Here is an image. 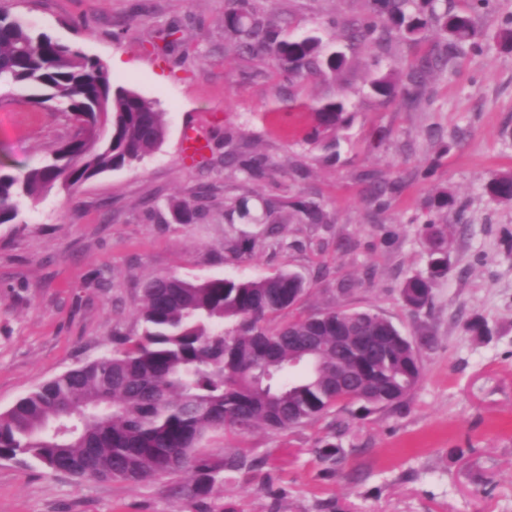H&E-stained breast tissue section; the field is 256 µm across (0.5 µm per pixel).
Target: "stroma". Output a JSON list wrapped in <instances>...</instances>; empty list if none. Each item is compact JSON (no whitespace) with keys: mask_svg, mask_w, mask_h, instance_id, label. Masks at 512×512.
I'll use <instances>...</instances> for the list:
<instances>
[{"mask_svg":"<svg viewBox=\"0 0 512 512\" xmlns=\"http://www.w3.org/2000/svg\"><path fill=\"white\" fill-rule=\"evenodd\" d=\"M292 38L316 33L328 48L345 42L333 19L368 11L371 0H256ZM230 0H0V8L39 32L110 65L116 84L165 112L162 147L133 168L98 174L73 192L52 189L25 205L21 221L0 224V410L43 382L111 353L138 331L145 281L173 274L261 279L282 271L309 282L297 313L367 310L404 336L428 335L423 377L401 410L351 416L337 406L312 425L285 432L213 434L208 451L245 453L258 466L228 474L194 501L178 493L186 475L132 483L77 480L34 461L0 460V512H512V203L492 198V175L512 171V47L494 41L512 0H496L475 25L490 41L431 79L418 107L381 103L373 78L402 73L438 40L396 42L375 57L360 46L339 72L284 84L269 56L233 52L224 35ZM179 27L187 61L169 52L165 29ZM347 100L350 122L335 159L308 143L310 102ZM232 130L234 149L266 154L274 184H255L225 166L216 147L190 163L184 129ZM72 132L29 89L0 86V170L39 165ZM398 185L384 208L372 179ZM208 187L205 215L179 221L176 200ZM453 195L448 275L431 304L408 308L403 283L426 273V204ZM247 195H301L321 201L326 224L299 219L268 230L228 224L224 206ZM395 228L392 245L382 230ZM344 450L339 465L315 453ZM464 449L456 457L455 449Z\"/></svg>","mask_w":512,"mask_h":512,"instance_id":"stroma-1","label":"stroma"}]
</instances>
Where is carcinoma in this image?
Masks as SVG:
<instances>
[{"label": "carcinoma", "instance_id": "obj_1", "mask_svg": "<svg viewBox=\"0 0 512 512\" xmlns=\"http://www.w3.org/2000/svg\"><path fill=\"white\" fill-rule=\"evenodd\" d=\"M443 0H372L369 13L346 28L349 49L361 44L384 49L400 35L434 29L437 48L416 58L405 76L387 73L372 83L390 101L418 105L433 72L461 54L479 53L474 16L492 0H465L464 8H441ZM224 33L236 51L272 57L280 75L297 80L343 69L347 55L325 53L318 37L284 38L279 22L259 13L255 0H232ZM26 85L35 102L64 105L73 135L38 167L23 175L0 171V224L16 220L22 205L59 184L74 189L99 173L133 167L163 144L167 124L157 104L136 91L113 85L107 68L80 49L36 33L0 9V85ZM316 142L349 124L342 100L312 108ZM224 164L260 182L274 175L260 153L231 150ZM487 192L512 201V172L491 177ZM205 188L174 204L182 221L203 216ZM291 208L310 224L329 223L324 207L305 198L268 204L263 216L240 197L228 221L276 224ZM429 274L402 287L406 305H428L438 279L448 271L446 231L432 217L424 224ZM308 290L306 280L280 272L256 280L216 277L189 282L157 275L142 288L138 336L116 340L111 354L48 380L0 411V459H33L75 478L138 482L190 469L194 482L181 487L188 498L204 497L224 473L251 471L257 462L240 454L220 459L203 443L216 432L270 431L317 422L331 408H401L419 384L423 367L411 342L387 318L363 310L334 309L278 321ZM338 336H384L381 351L357 356Z\"/></svg>", "mask_w": 512, "mask_h": 512}]
</instances>
